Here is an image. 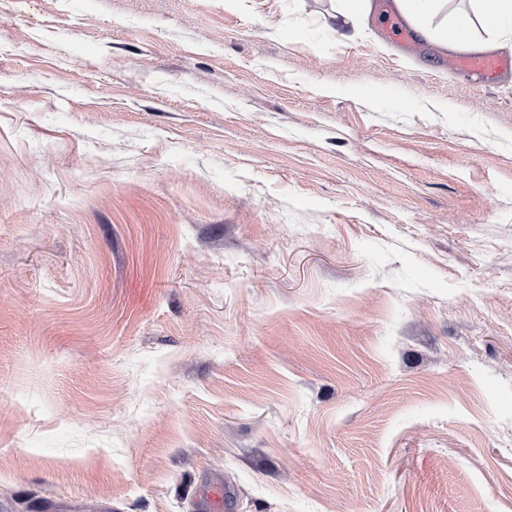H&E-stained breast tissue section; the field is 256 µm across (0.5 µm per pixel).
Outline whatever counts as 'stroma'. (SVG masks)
<instances>
[{
    "label": "stroma",
    "instance_id": "1",
    "mask_svg": "<svg viewBox=\"0 0 512 512\" xmlns=\"http://www.w3.org/2000/svg\"><path fill=\"white\" fill-rule=\"evenodd\" d=\"M338 0H0V512H512V75ZM370 0H345L341 9L323 18V25L337 35L349 37L350 28H356L360 21L368 19L371 12ZM449 65L489 84L512 73V54L463 53L451 59ZM235 494L229 486H224L218 492H208L205 497L206 512H233Z\"/></svg>",
    "mask_w": 512,
    "mask_h": 512
}]
</instances>
